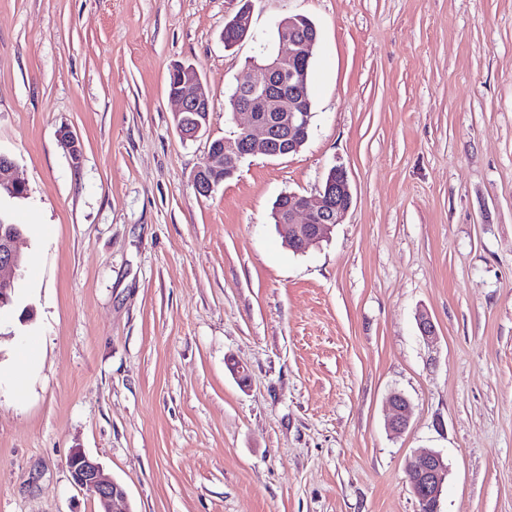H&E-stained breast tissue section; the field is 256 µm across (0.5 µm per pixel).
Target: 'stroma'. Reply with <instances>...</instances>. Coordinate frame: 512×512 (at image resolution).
<instances>
[{
	"label": "stroma",
	"mask_w": 512,
	"mask_h": 512,
	"mask_svg": "<svg viewBox=\"0 0 512 512\" xmlns=\"http://www.w3.org/2000/svg\"><path fill=\"white\" fill-rule=\"evenodd\" d=\"M240 6L0 0V152L27 186L0 197L26 259L0 309V512H99L76 450L130 512H417L423 449L439 512H512V0H251L267 42L292 15L319 31L311 134L202 196L257 54L224 45ZM176 63L212 102L193 140ZM335 166L352 208L293 252L272 204ZM388 405L391 409V416L388 420L389 428L396 432L404 431L412 414L410 401L406 397L394 393L388 397ZM72 484L96 499L102 510L100 512L119 511L117 505L126 500V492L121 485L103 473L98 462L85 453L76 451L66 463ZM407 481L418 503V512H438L443 486L448 477V467L436 451H426L405 467Z\"/></svg>",
	"instance_id": "1"
}]
</instances>
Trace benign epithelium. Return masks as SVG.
Here are the masks:
<instances>
[{"mask_svg": "<svg viewBox=\"0 0 512 512\" xmlns=\"http://www.w3.org/2000/svg\"><path fill=\"white\" fill-rule=\"evenodd\" d=\"M250 0L229 19L225 27L240 34L244 40L251 29ZM303 17L296 15L279 22L277 50L263 56V62H251L250 78L238 85L229 99L233 115L244 114L247 121L238 125L233 135L224 138L222 145L209 147L203 165L193 175V183L202 195L210 194L221 181L219 173L230 179L240 162L249 155L261 153L279 157L298 152L307 141L310 102L307 97L308 69L312 50L317 42V30H309ZM176 80L169 96L178 104L174 119L180 120L177 129L186 138L197 137L205 124L187 113L211 112L210 97L197 68L177 65L172 69ZM16 163L0 153V193L14 194L25 187L15 174ZM288 199L279 207V227L287 245L298 252L326 238L333 227L343 223L352 206V191L345 170L333 168L323 189L315 197L283 193L278 200ZM21 233L0 235V308L10 305L15 295V278L22 253L18 243ZM391 416L388 426L403 431L409 423L412 407L400 395L388 397ZM72 484L96 499L100 512H119L117 505L126 500L121 485L103 473L98 462L76 451L66 463ZM407 481L418 503V512H438L448 467L436 451H426L409 460L405 467Z\"/></svg>", "mask_w": 512, "mask_h": 512, "instance_id": "obj_1", "label": "benign epithelium"}]
</instances>
